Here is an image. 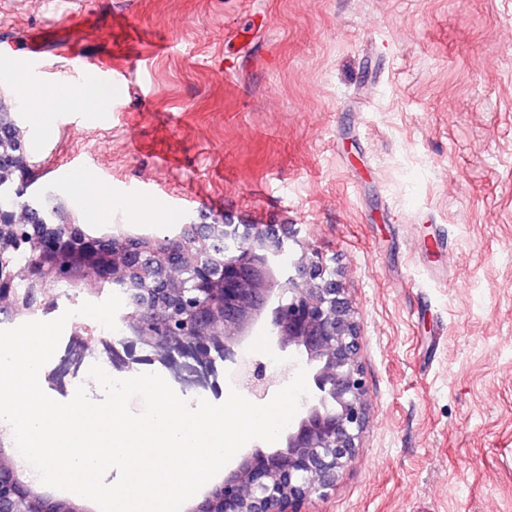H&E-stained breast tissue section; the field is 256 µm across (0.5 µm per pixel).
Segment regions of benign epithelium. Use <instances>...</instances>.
Segmentation results:
<instances>
[{
    "label": "benign epithelium",
    "mask_w": 512,
    "mask_h": 512,
    "mask_svg": "<svg viewBox=\"0 0 512 512\" xmlns=\"http://www.w3.org/2000/svg\"><path fill=\"white\" fill-rule=\"evenodd\" d=\"M291 227L235 224L224 220V270L216 274L200 262L192 242L179 235L154 243L138 299L123 320L140 343L192 355L210 363V352L235 356L234 346L249 335L273 296L279 304L270 335L281 350L293 348L312 370L309 394L299 417L288 425L285 444L241 459L224 482L185 512H300L312 496L322 498L355 457L367 426V388L360 361V333L351 302L326 259L301 250L283 262ZM141 239L109 244L100 238L76 242L71 231L36 241L39 258L24 269L44 295L60 271L92 269L120 279L141 254ZM168 287L160 290L154 282ZM239 369L257 397L269 386L262 371ZM0 512H87L50 498L22 479L13 458L0 447Z\"/></svg>",
    "instance_id": "7a95c632"
}]
</instances>
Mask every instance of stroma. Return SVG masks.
Listing matches in <instances>:
<instances>
[{"mask_svg": "<svg viewBox=\"0 0 512 512\" xmlns=\"http://www.w3.org/2000/svg\"><path fill=\"white\" fill-rule=\"evenodd\" d=\"M37 46L46 95L108 64L99 121L52 125L28 173L58 221L160 239L185 224L294 225L356 312L368 428L302 512H512V0H0V68ZM144 194L156 220L86 200ZM176 221H164L166 209ZM118 369L188 401L228 392L184 358L123 340ZM64 331L41 373L69 401L86 360Z\"/></svg>", "mask_w": 512, "mask_h": 512, "instance_id": "stroma-1", "label": "stroma"}]
</instances>
